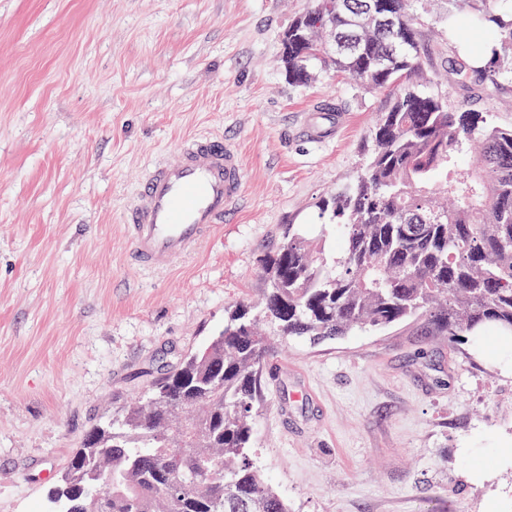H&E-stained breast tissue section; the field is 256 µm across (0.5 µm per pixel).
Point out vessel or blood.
Returning <instances> with one entry per match:
<instances>
[{
  "mask_svg": "<svg viewBox=\"0 0 512 512\" xmlns=\"http://www.w3.org/2000/svg\"><path fill=\"white\" fill-rule=\"evenodd\" d=\"M242 195L243 163L234 146L181 142L175 160L146 171L127 208L130 261L150 270L171 268L222 229Z\"/></svg>",
  "mask_w": 512,
  "mask_h": 512,
  "instance_id": "obj_1",
  "label": "vessel or blood"
}]
</instances>
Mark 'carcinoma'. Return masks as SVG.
<instances>
[{"mask_svg":"<svg viewBox=\"0 0 512 512\" xmlns=\"http://www.w3.org/2000/svg\"><path fill=\"white\" fill-rule=\"evenodd\" d=\"M479 31L459 79L512 81V0H447ZM296 84L319 62L392 94L365 166L319 202L313 245L293 224L264 261L263 306L224 329L122 413L93 427L53 495L70 512H288L252 457L253 411L272 337L313 345L417 320L452 341L512 336V127L423 92L427 46L410 0H312L282 35ZM112 492L83 497L98 460Z\"/></svg>","mask_w":512,"mask_h":512,"instance_id":"cac0c4a2","label":"carcinoma"}]
</instances>
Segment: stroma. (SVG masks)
<instances>
[{
	"label": "stroma",
	"mask_w": 512,
	"mask_h": 512,
	"mask_svg": "<svg viewBox=\"0 0 512 512\" xmlns=\"http://www.w3.org/2000/svg\"><path fill=\"white\" fill-rule=\"evenodd\" d=\"M311 0H0V512H48L84 434L260 303L288 224L360 168L390 96L316 67L280 39ZM423 0L426 92L512 126V83L457 79L475 31ZM337 107L330 127L320 108ZM316 124L325 135L307 140ZM203 137L235 146L244 192L224 231L164 273L126 262L122 213L144 170ZM266 367L254 460L290 512H484L512 467L466 479L462 451L512 444V370L465 336L415 322Z\"/></svg>",
	"instance_id": "35a3bbf8"
}]
</instances>
